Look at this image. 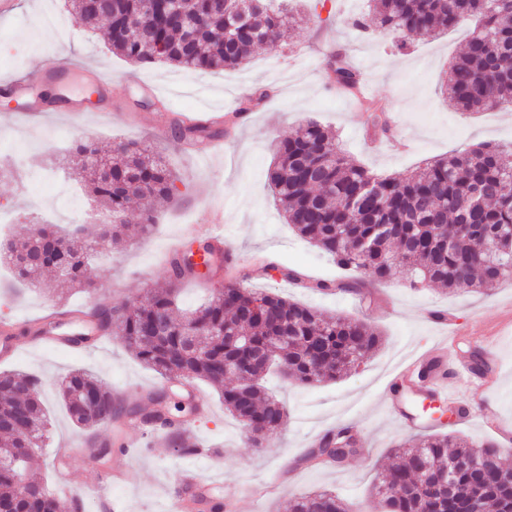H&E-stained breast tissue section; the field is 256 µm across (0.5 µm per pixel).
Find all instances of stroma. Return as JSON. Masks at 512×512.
<instances>
[{
	"label": "stroma",
	"mask_w": 512,
	"mask_h": 512,
	"mask_svg": "<svg viewBox=\"0 0 512 512\" xmlns=\"http://www.w3.org/2000/svg\"><path fill=\"white\" fill-rule=\"evenodd\" d=\"M369 13L368 0H324L321 19L303 16L285 30L277 49L255 48L243 66L230 71L132 63L112 52L106 27L87 31L75 24L69 0H18L16 18L0 22V78L38 70L51 58L75 71L67 87L48 82L41 95L51 101L62 91H79L85 106L76 119L49 112L32 122L23 100L0 97V209L14 217L10 234H24L28 222L40 218L64 227L89 223L96 205L68 177L73 170L69 150L79 140L148 142L178 176V193L172 202L157 203L150 234H141L139 210L131 208L130 241L97 256L93 291L59 292L49 272L42 282L17 284L0 258V318L33 322L75 305L126 306L166 281V256L180 245L182 230L209 224L218 209L224 216V247L234 260L232 273L244 287L367 321L382 336L379 348L339 380L303 385L269 375L266 386L289 415L260 448L247 443L243 425L225 410L216 389L200 384L204 400L197 405L184 387L172 386L192 436L222 454L221 463L210 469L209 498L234 503V512H287L290 500L313 489L333 490L351 503L365 501L378 475L392 467L397 445L413 436L386 413L380 393L404 361L433 351L440 328L427 317L432 310L454 319L458 338L452 352L458 360L468 361L471 339L483 334L494 351L488 360L497 375L493 387L475 377L464 386L449 377V390H465L477 411L468 422L452 418L450 432L476 445L494 444L503 464H512V280L450 292L436 284L413 288L398 278L341 270L287 224L271 191L274 137L310 117L335 130L350 162L393 177L477 144L512 143V110L459 112L441 94L448 63L463 49L470 23L401 49L392 35L377 30L367 36L349 25L350 17ZM336 49L349 53L370 93L388 104L387 132L370 128L354 98L330 90L326 56ZM262 84L270 86L269 96L227 127L223 151L156 134L169 128L176 112L226 114L249 88ZM263 259L294 267L313 282L355 279L359 286L324 293L276 273L255 275ZM14 342L11 356L0 358V372L31 373L46 385L51 426L32 468L50 488L75 493V500H63L60 512H73L77 501L83 512H100L103 496L121 504L123 512H167L188 461L174 455L166 434L142 437L134 420L125 421L119 432L101 427L99 440L137 445L131 480L104 486L107 467L90 459L82 445L84 433L56 389L70 370L83 368L122 392L125 404L137 405L162 387L163 379L112 336L85 352L38 346L35 333L25 328ZM346 426L360 437L357 453L338 467L311 468L305 456L319 438Z\"/></svg>",
	"instance_id": "stroma-1"
}]
</instances>
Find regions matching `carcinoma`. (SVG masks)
Returning <instances> with one entry per match:
<instances>
[{"mask_svg":"<svg viewBox=\"0 0 512 512\" xmlns=\"http://www.w3.org/2000/svg\"><path fill=\"white\" fill-rule=\"evenodd\" d=\"M252 35L225 29L224 13L215 0H182L184 19L168 18L162 0H107L96 12L72 4L76 23L97 29L108 23L113 50L133 63L166 62L180 69L235 70L257 46L275 50L283 29L295 18L275 5L277 0H241ZM378 28L392 35L421 39L473 19L476 25L465 47L448 66L441 86L448 104L481 112L512 109V0H372ZM330 83L358 98L368 120L376 123L385 105L361 95L360 73L346 53L328 61ZM174 133L189 142L216 136L206 125L187 126L173 120ZM110 152L121 158L112 176L89 171L94 201L112 213V224L94 234L78 225L67 237L61 272L65 282L86 290V256L124 242L125 210L132 199L142 202L144 232L155 223L154 202L176 195V178L152 148L142 142H119ZM512 147L482 144L455 153L402 177L378 176L350 164L336 136L308 118L277 140V163L269 173L287 223L300 236L351 271L371 269L381 278L403 276L415 287L435 283L448 289H477L512 279ZM372 183L377 192L365 186ZM497 241L494 254L487 245ZM202 267L187 262V253L168 260L163 289L150 292L122 309L99 306L89 315L92 331L115 334L128 351L167 381L203 380L222 391L224 409L254 432L251 443L279 431L287 418L283 403L259 384L268 364L286 366L284 375L302 384L336 381L347 376L378 347L381 336L362 320L327 315L276 293L243 287L230 278L184 320L175 318L178 285L185 279L215 274L217 250L198 241ZM231 327L245 343L226 344L213 335ZM248 358L238 384L224 385L225 362ZM59 396L74 423L88 433L121 418V400L83 370L62 380ZM147 422L172 426L168 392L146 396ZM47 415L40 381L22 373H0V512H59L60 500L35 480L15 478L26 467L31 449L41 447ZM460 463L458 489L468 494L469 512H484L488 503L498 512H512V482L494 448L473 446L452 433L415 438L398 449V462L377 482L359 511L330 491L296 497L291 512H448V488L433 473Z\"/></svg>","mask_w":512,"mask_h":512,"instance_id":"1","label":"carcinoma"}]
</instances>
